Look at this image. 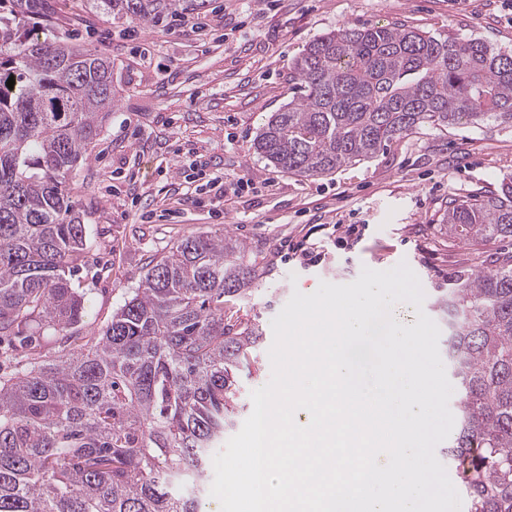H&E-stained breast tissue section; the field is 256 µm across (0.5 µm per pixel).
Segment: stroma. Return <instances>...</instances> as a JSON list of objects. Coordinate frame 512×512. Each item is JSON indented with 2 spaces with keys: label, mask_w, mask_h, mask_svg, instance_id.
I'll list each match as a JSON object with an SVG mask.
<instances>
[{
  "label": "stroma",
  "mask_w": 512,
  "mask_h": 512,
  "mask_svg": "<svg viewBox=\"0 0 512 512\" xmlns=\"http://www.w3.org/2000/svg\"><path fill=\"white\" fill-rule=\"evenodd\" d=\"M49 31L112 60L115 105L70 182L87 247L71 282L85 301L79 335L100 331L149 262L178 241L210 232L239 240L263 272L241 305L263 340L242 377L237 423L252 390L271 376L272 320L293 292L348 284L362 268L407 263L423 310L437 289L492 268L512 240L449 244L448 204L512 176V124L425 128L372 159L318 178L281 172L252 142L292 97L288 76L304 46L342 26L406 25L486 42L512 53L502 0H210L174 25L147 27L98 10L93 0H42ZM247 174L237 194L197 191L188 178Z\"/></svg>",
  "instance_id": "obj_1"
}]
</instances>
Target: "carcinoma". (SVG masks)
I'll use <instances>...</instances> for the list:
<instances>
[{
	"label": "carcinoma",
	"instance_id": "obj_1",
	"mask_svg": "<svg viewBox=\"0 0 512 512\" xmlns=\"http://www.w3.org/2000/svg\"><path fill=\"white\" fill-rule=\"evenodd\" d=\"M208 0H97L140 23ZM112 61L0 17V335L68 338L85 231L69 192L115 102ZM15 79L8 88V79ZM300 95L253 141L284 173L322 177L428 125L512 124V54L409 26H344L294 63ZM448 239H512V180L453 202ZM260 279L243 243L200 233L152 261L101 332L0 377V512H199L209 449L238 412L259 329L227 315ZM457 386L441 450L467 512H512V255L436 289Z\"/></svg>",
	"mask_w": 512,
	"mask_h": 512
}]
</instances>
